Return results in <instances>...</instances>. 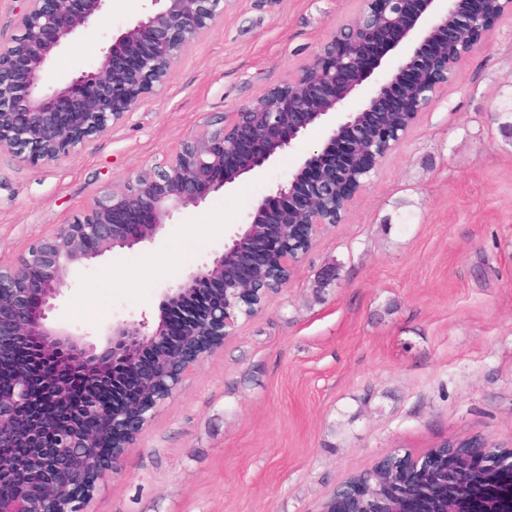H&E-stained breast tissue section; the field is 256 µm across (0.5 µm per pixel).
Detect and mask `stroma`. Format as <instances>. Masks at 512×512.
<instances>
[{
  "mask_svg": "<svg viewBox=\"0 0 512 512\" xmlns=\"http://www.w3.org/2000/svg\"><path fill=\"white\" fill-rule=\"evenodd\" d=\"M362 0H227L224 17L112 132L51 164L0 155V262H13L112 184L293 77ZM144 0H108L47 68L88 70ZM512 11L328 227L263 311L185 375L105 471L83 512H320L399 451L486 437L512 448ZM326 136L176 214L154 243L78 269L49 320L86 332L158 317L165 286L222 252L276 182ZM201 246L188 250L187 243ZM337 265L336 281L320 274Z\"/></svg>",
  "mask_w": 512,
  "mask_h": 512,
  "instance_id": "35a3bbf8",
  "label": "stroma"
}]
</instances>
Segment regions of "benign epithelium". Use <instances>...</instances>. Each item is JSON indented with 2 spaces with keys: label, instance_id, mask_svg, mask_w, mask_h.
Here are the masks:
<instances>
[{
  "label": "benign epithelium",
  "instance_id": "obj_1",
  "mask_svg": "<svg viewBox=\"0 0 512 512\" xmlns=\"http://www.w3.org/2000/svg\"><path fill=\"white\" fill-rule=\"evenodd\" d=\"M18 35L0 44V154L54 163L123 123L145 96L224 17L225 0H150L148 11L102 50L87 71L42 90L46 64L97 24L107 0H26ZM364 0L282 86L188 135L169 157L115 183L55 232L0 265V447L18 432L38 381L47 399L28 434L58 438L68 453L62 482L48 484L25 512H82L89 469L97 476L121 457L204 354L260 313L286 287L326 227L345 220L355 194L481 47L498 17L488 0ZM410 51L381 69L400 43ZM457 56L443 61L444 43ZM374 79L357 107L346 103ZM318 124L327 138L224 236V250L164 288L158 320L146 314L112 323L104 347L90 333L47 322L74 268L107 252L152 243L174 215L264 171ZM119 376L124 397H77ZM480 512H512V484H490Z\"/></svg>",
  "mask_w": 512,
  "mask_h": 512
}]
</instances>
